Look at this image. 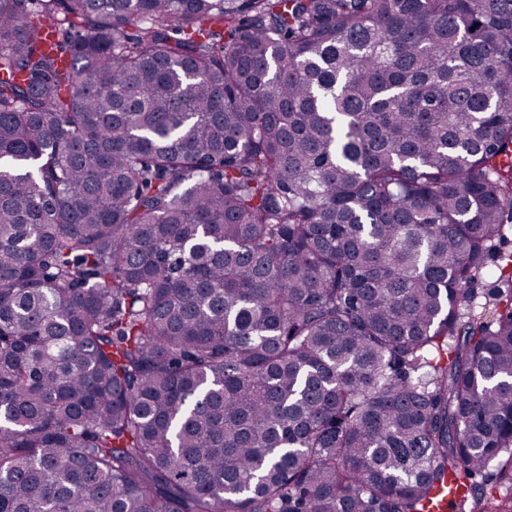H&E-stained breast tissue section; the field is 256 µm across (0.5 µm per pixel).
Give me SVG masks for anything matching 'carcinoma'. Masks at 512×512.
Returning <instances> with one entry per match:
<instances>
[{"mask_svg":"<svg viewBox=\"0 0 512 512\" xmlns=\"http://www.w3.org/2000/svg\"><path fill=\"white\" fill-rule=\"evenodd\" d=\"M511 220L512 0H0V512H486ZM496 267L495 262L490 261L486 273L476 281L474 285L476 305H482L484 303L491 304L494 302L492 291L493 288H497L498 282H496Z\"/></svg>","mask_w":512,"mask_h":512,"instance_id":"obj_1","label":"carcinoma"}]
</instances>
